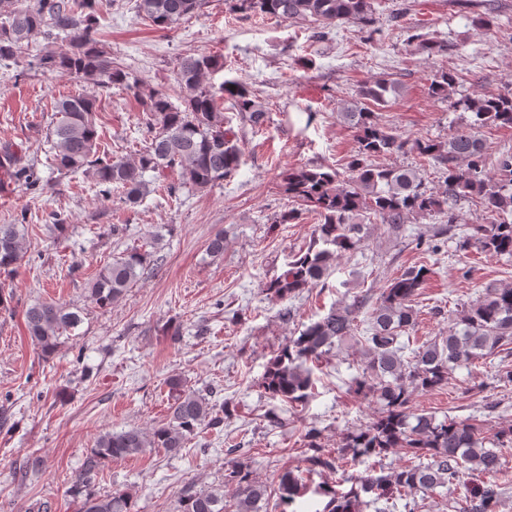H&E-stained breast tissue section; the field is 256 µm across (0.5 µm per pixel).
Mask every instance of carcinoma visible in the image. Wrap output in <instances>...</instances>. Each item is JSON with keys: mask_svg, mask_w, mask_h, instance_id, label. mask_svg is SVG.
<instances>
[{"mask_svg": "<svg viewBox=\"0 0 512 512\" xmlns=\"http://www.w3.org/2000/svg\"><path fill=\"white\" fill-rule=\"evenodd\" d=\"M207 0H136L134 9L156 28L167 30L186 17L200 13ZM234 13L261 15L282 23L308 21L316 25V37L336 22L353 23L370 34L375 24L373 0H224ZM99 0H0V61H17L40 35L62 37L65 48L36 57L44 72L84 78L100 88L137 87L129 73L112 62L110 46L99 37ZM223 67L213 55H183L174 70L182 89L176 106L162 90L145 86L139 91L145 112L149 145L132 160L102 157L97 146L95 112L97 99L72 95L56 102L53 125L52 163L67 173L82 172L109 192L122 189L125 201L136 203L149 192L144 174L178 172L182 184L192 189L212 187L232 177L239 169L242 150L231 130L224 128V113L217 107L216 92L231 100L243 121L254 127L264 124L267 110L242 82L226 81L214 87L208 74ZM454 84L447 69L436 70L429 94L450 98ZM399 93L396 81L379 78L361 85L358 99L341 113L355 129L356 154L341 174L322 165L302 166L283 174L284 191L298 207L279 214L275 223L292 224L303 214L317 216L313 239L306 251L294 256L288 269L271 281L267 290L280 299L291 298L305 288L324 284L337 256L360 249L371 226L388 225L395 233L412 218L431 216L448 209V231L456 216L451 206L478 197L484 222L471 224L458 240L459 249L512 257V153L497 159L500 178L485 171V146L473 127L456 130L447 141L415 138L404 140L380 124L375 108L387 106ZM471 112L476 124L512 127V90L496 95L475 94L455 103ZM433 160L441 170L444 188L431 190L414 169L373 166L369 158L404 149ZM16 151L0 153V169L16 179L27 172ZM25 224H0V274H10L24 257ZM148 254L126 251L103 265L89 282L88 300L107 307L118 300L140 278ZM430 268L413 266L403 270L383 289L376 307L367 317L368 328L358 331V318L366 299L332 307L318 320L305 326L298 336L271 359L262 387L271 399L285 404H303L313 395L315 380L308 363L330 354L345 343L361 346V371L353 378V393L378 405L376 417L364 427L343 437L341 452L317 444V432L307 433V472L336 473L368 460L379 468L359 478L343 492L324 485L328 497L322 512H365L385 501L415 495L435 494L439 488L453 489L466 473L488 476L474 484L469 495L454 502L455 512H500L505 494L498 481L502 450L512 445V428L495 439L482 436L472 420H457L419 412L412 407L415 392H430L448 385L453 370L468 366L512 343V286H489L476 300L455 313L448 335L434 336L405 356L401 338L416 325L413 307ZM28 335L42 356L55 354L61 337L81 322L80 311L56 302L35 303L24 313ZM171 403L166 422L144 431L132 427L99 435L82 473L70 491L82 497L81 512H133L132 496L121 490L97 496L86 491L91 476L105 460L135 456L146 448H161L177 455L203 425L217 426L213 406L204 395L187 387L180 378L167 381ZM395 451L411 457L410 464L385 472L384 460ZM224 483L235 487L234 512H264L269 499L290 506L306 489V478L287 468L278 487L270 488L251 477L247 463L237 460L225 470ZM370 495L366 501L363 496ZM179 512H224V494L217 489L188 492L179 500Z\"/></svg>", "mask_w": 512, "mask_h": 512, "instance_id": "1", "label": "carcinoma"}]
</instances>
